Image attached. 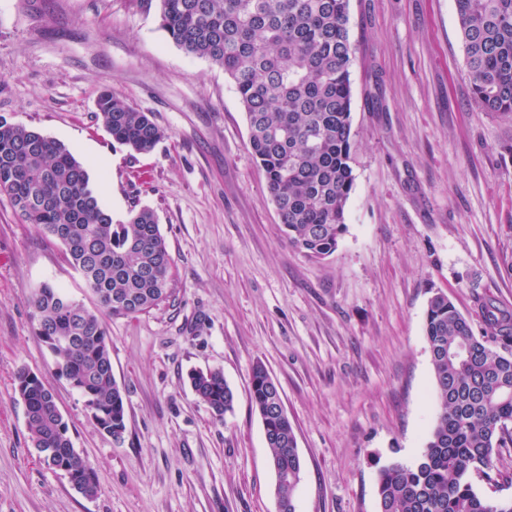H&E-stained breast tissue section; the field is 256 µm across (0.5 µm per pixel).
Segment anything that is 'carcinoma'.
I'll use <instances>...</instances> for the list:
<instances>
[{"label":"carcinoma","instance_id":"1","mask_svg":"<svg viewBox=\"0 0 512 512\" xmlns=\"http://www.w3.org/2000/svg\"><path fill=\"white\" fill-rule=\"evenodd\" d=\"M160 27L187 53L210 60L234 83L246 112L249 146L266 177L288 243L309 258L336 251L354 185L351 166L356 48L349 0H159ZM475 103L512 119V0H454ZM112 141L148 154L166 137L151 119L112 95L97 98ZM0 195L66 249L70 266L95 299L87 308L45 281L31 294L36 334L55 371L83 397L96 425L113 439L126 432L124 394L112 373L103 316L147 313L171 296L172 260L154 212L132 209L116 220L100 203L85 165L64 144L0 117ZM487 336L443 294L428 302L425 333L439 413L412 466L378 472V512H512L490 501L472 475L498 471L512 444V311L478 301ZM195 396L216 421L234 394L218 368L189 374ZM15 392L38 457L86 496L94 471L73 448L69 426L43 376L20 369ZM251 400L270 449L279 512H296L303 460L293 421L264 365L251 374Z\"/></svg>","mask_w":512,"mask_h":512}]
</instances>
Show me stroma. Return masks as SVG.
<instances>
[{"mask_svg":"<svg viewBox=\"0 0 512 512\" xmlns=\"http://www.w3.org/2000/svg\"><path fill=\"white\" fill-rule=\"evenodd\" d=\"M350 35L354 187L336 251L315 260L282 231L233 82L168 38L158 0H0V116L64 143L114 217L152 209L172 258L167 302L106 321L116 441L56 375L28 298L50 280L94 302L64 246L0 196V512H277L259 362L295 425L296 512H378L379 470L419 458L438 415L429 298L479 336L477 298L512 308V121L473 100L454 0H350ZM105 87L166 131L153 152L113 144ZM23 368L52 389L94 496L40 462ZM208 368L235 393L220 423L187 382ZM498 467L472 477L491 501L512 498V447Z\"/></svg>","mask_w":512,"mask_h":512,"instance_id":"35a3bbf8","label":"stroma"}]
</instances>
